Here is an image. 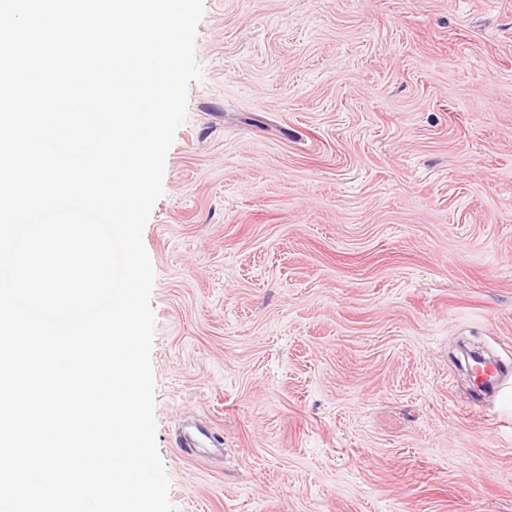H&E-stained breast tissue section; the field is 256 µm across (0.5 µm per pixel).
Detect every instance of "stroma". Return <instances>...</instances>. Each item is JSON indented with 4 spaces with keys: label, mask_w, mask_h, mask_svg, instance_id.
<instances>
[{
    "label": "stroma",
    "mask_w": 512,
    "mask_h": 512,
    "mask_svg": "<svg viewBox=\"0 0 512 512\" xmlns=\"http://www.w3.org/2000/svg\"><path fill=\"white\" fill-rule=\"evenodd\" d=\"M204 8L143 232L172 504L512 512V0Z\"/></svg>",
    "instance_id": "35a3bbf8"
}]
</instances>
